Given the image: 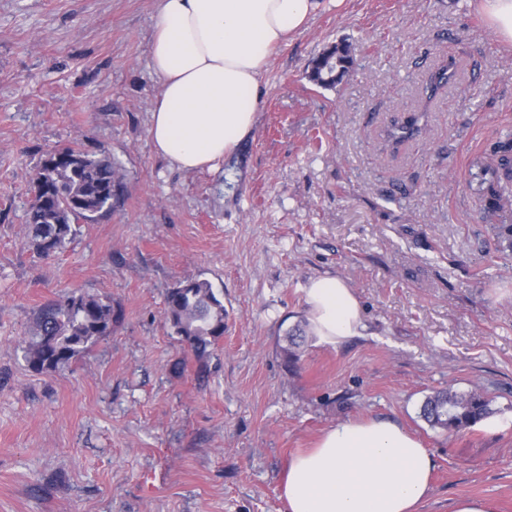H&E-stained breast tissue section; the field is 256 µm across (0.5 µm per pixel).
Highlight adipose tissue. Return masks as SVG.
<instances>
[{
	"mask_svg": "<svg viewBox=\"0 0 512 512\" xmlns=\"http://www.w3.org/2000/svg\"><path fill=\"white\" fill-rule=\"evenodd\" d=\"M317 0H158L151 68L162 91L150 116L155 152L185 171L214 168L256 124L259 78L272 50L301 28ZM313 335H362L361 306L339 277L304 289ZM429 449L397 422L350 419L292 456L280 486L285 512H418Z\"/></svg>",
	"mask_w": 512,
	"mask_h": 512,
	"instance_id": "1",
	"label": "adipose tissue"
}]
</instances>
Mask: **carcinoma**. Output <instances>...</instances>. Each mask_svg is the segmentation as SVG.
I'll return each instance as SVG.
<instances>
[{
    "label": "carcinoma",
    "mask_w": 512,
    "mask_h": 512,
    "mask_svg": "<svg viewBox=\"0 0 512 512\" xmlns=\"http://www.w3.org/2000/svg\"><path fill=\"white\" fill-rule=\"evenodd\" d=\"M354 63L350 45L340 41L323 50L314 60L308 78L324 88H333ZM456 77V70L438 67L422 87V95L433 99ZM495 166L484 169L480 186L488 209L502 208L505 187L512 181V141L497 146ZM32 181L37 194L31 197L27 226L31 244L43 258L53 257L74 233L73 225L92 223L112 213L123 191L118 168L105 156L64 147L44 155L34 168ZM166 319L178 341L199 362V373L207 371L212 350L224 336L227 313L212 285L201 279L178 282L166 294ZM120 311L112 302L94 295H71L49 301L35 314L34 326L21 343L24 360L36 373L63 367L112 331ZM300 328L288 333L286 360L294 365L295 348L303 342ZM491 400L482 392L457 393L449 389L429 396L421 416L431 427L448 433L470 428L490 413Z\"/></svg>",
    "instance_id": "carcinoma-1"
}]
</instances>
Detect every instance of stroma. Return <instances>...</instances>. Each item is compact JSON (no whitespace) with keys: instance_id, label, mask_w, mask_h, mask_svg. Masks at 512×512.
<instances>
[{"instance_id":"35a3bbf8","label":"stroma","mask_w":512,"mask_h":512,"mask_svg":"<svg viewBox=\"0 0 512 512\" xmlns=\"http://www.w3.org/2000/svg\"><path fill=\"white\" fill-rule=\"evenodd\" d=\"M157 0H0V512H284L289 458L337 423L398 422L432 454L419 512L458 498L512 512V204L478 190L512 138V45L479 0H322L277 47L251 136L216 169L157 155L150 112ZM354 65L308 78L326 47ZM454 59L456 84L421 88ZM420 133L393 147L392 126ZM81 143L123 175L111 216L77 224L56 256L27 236L32 175ZM334 275L364 336H308L304 288ZM208 280L228 312L199 376L165 294ZM93 294L121 308L70 366L29 370L21 341L42 304ZM492 400L454 435L419 415L440 389ZM354 63L350 45L340 41L323 50L314 60L308 78L324 88H333L350 71Z\"/></svg>"}]
</instances>
